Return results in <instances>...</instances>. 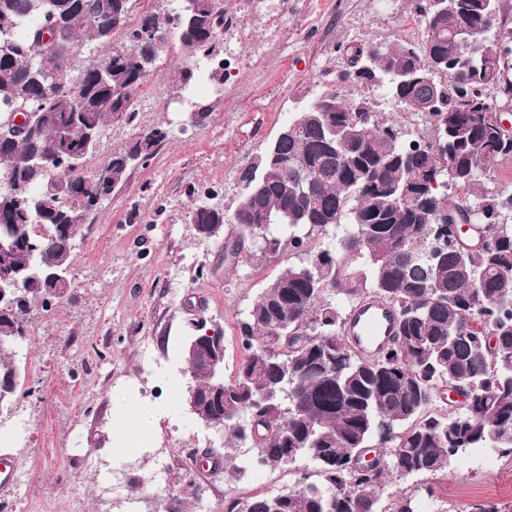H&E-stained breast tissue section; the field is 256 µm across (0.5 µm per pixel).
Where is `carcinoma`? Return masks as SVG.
<instances>
[{
	"mask_svg": "<svg viewBox=\"0 0 512 512\" xmlns=\"http://www.w3.org/2000/svg\"><path fill=\"white\" fill-rule=\"evenodd\" d=\"M499 0H448L433 14L413 0L426 25L422 52L410 43L386 46L341 80H367L413 112L429 114L448 129L444 145L407 141L400 129L367 105L358 109L335 94L310 104L286 125L243 176L232 214L196 205L190 221L210 236L233 224L239 236L224 243V261L240 259L252 233L266 228L272 253L283 241L303 258L271 279L239 325L244 348L224 401L210 398L209 360L189 357L190 343L224 342L202 324L183 346L182 358L200 395L201 422L224 434L221 458L239 442L253 448L249 465L279 469L302 459L303 473L290 489L232 500L227 512H421L408 494L383 498L391 477L425 476L435 497L437 480L452 460L484 448L512 459V193L484 189L485 165L512 157V133L474 120L467 112L428 111L438 93L447 107L469 98L495 109L486 94L487 56L498 57L504 92L512 93V29L498 24ZM51 8L65 37L29 64L26 46L43 30ZM134 0H0V120L37 97L43 118L38 135L0 144V227L16 236L11 265L22 277L0 282L18 299L0 304V406L19 388L15 357L29 336V313L46 306L45 276L71 275L74 240L97 206L123 185L132 160L152 156L167 136L144 133L106 165L108 183L83 170L48 164L40 145L59 146L86 161L112 123L129 122L136 94L156 62L167 23L151 12L130 22ZM176 22L182 49L210 61L212 76L224 61L211 55L224 33L222 0H192ZM477 29L472 45L450 37L462 23ZM126 34L129 48L74 69L76 40H111ZM315 176L302 192L305 173ZM262 192L247 193L255 177ZM465 195L448 196V184ZM490 240L472 247L454 235ZM377 297L396 312L391 344L360 354L343 335V311ZM466 394L459 409L433 407L448 387ZM384 449L383 465L367 475L349 457L359 448Z\"/></svg>",
	"mask_w": 512,
	"mask_h": 512,
	"instance_id": "1",
	"label": "carcinoma"
}]
</instances>
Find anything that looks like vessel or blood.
<instances>
[{"label":"vessel or blood","mask_w":512,"mask_h":512,"mask_svg":"<svg viewBox=\"0 0 512 512\" xmlns=\"http://www.w3.org/2000/svg\"><path fill=\"white\" fill-rule=\"evenodd\" d=\"M396 332L393 309L378 298L363 301L349 315L344 328L346 340L359 352L371 354L388 345Z\"/></svg>","instance_id":"vessel-or-blood-1"}]
</instances>
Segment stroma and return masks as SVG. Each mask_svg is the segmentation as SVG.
I'll return each instance as SVG.
<instances>
[{
    "mask_svg": "<svg viewBox=\"0 0 512 512\" xmlns=\"http://www.w3.org/2000/svg\"><path fill=\"white\" fill-rule=\"evenodd\" d=\"M424 23L410 0H224V34L215 53L223 82L189 93L183 81L198 59L169 31L137 95L130 122L110 125L84 172L94 175L142 133L167 136L146 163L79 228L72 285L64 301L31 314L29 340L16 357L21 391L0 408V455L17 459L33 512H225L232 498L293 487L297 467L248 468L251 448L233 451L225 473L194 467L190 450L220 448L222 432L190 414L191 378L181 351L196 323L224 330V373L244 354L239 324L263 285L296 251H249L226 264L221 247L234 225L204 237L190 222L198 203L232 213L241 178L297 112L339 94L369 103L407 139L432 124L365 82H340L351 50L379 43L422 47ZM203 118L191 122L190 113ZM166 408L157 434L119 443L118 422L134 408ZM169 484L153 489L157 461ZM493 501L512 506V462L493 451L451 463L427 512H473Z\"/></svg>",
    "mask_w": 512,
    "mask_h": 512,
    "instance_id": "1",
    "label": "stroma"
}]
</instances>
